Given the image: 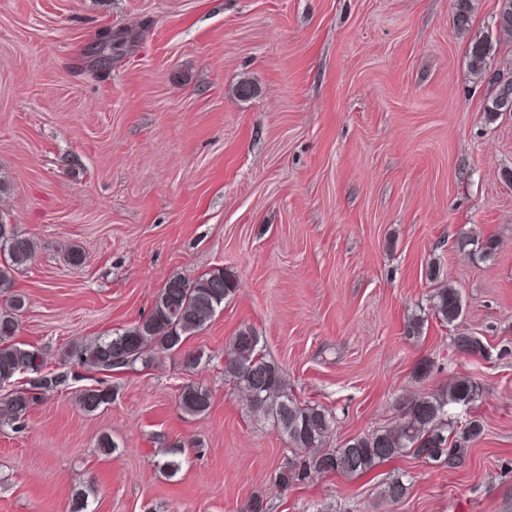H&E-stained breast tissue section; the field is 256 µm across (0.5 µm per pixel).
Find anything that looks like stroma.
I'll use <instances>...</instances> for the list:
<instances>
[{
  "instance_id": "1",
  "label": "stroma",
  "mask_w": 512,
  "mask_h": 512,
  "mask_svg": "<svg viewBox=\"0 0 512 512\" xmlns=\"http://www.w3.org/2000/svg\"><path fill=\"white\" fill-rule=\"evenodd\" d=\"M497 2L468 0L461 33L455 0H0V218L38 245L14 273L16 339L69 377L0 427V512H71L80 491L89 512H512V113L486 120L469 59ZM106 28L130 41L100 70ZM216 268L238 291L187 341L196 368L63 358L145 318L171 276ZM448 284L462 317L406 338ZM248 325L298 399L333 412L329 447L459 377L480 397L452 415L484 433L456 468L406 455L282 487L292 448L224 379ZM466 333L485 356L456 349ZM187 383L205 414L181 410ZM88 387L111 403L81 409ZM210 399L207 389L193 383L183 385L178 397L181 409L190 415L205 414L209 409Z\"/></svg>"
}]
</instances>
